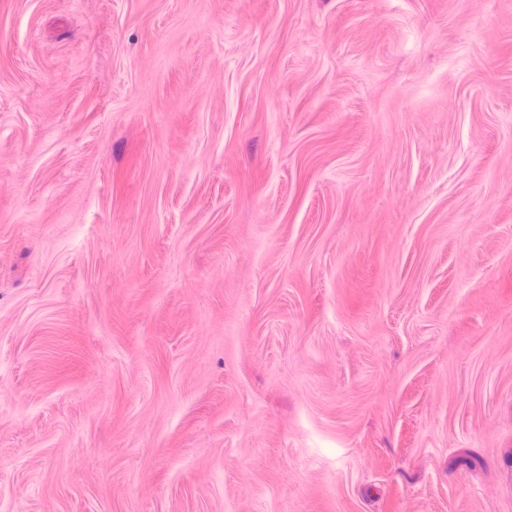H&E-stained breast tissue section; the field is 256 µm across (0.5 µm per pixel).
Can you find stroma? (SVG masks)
<instances>
[{"label":"stroma","instance_id":"stroma-1","mask_svg":"<svg viewBox=\"0 0 512 512\" xmlns=\"http://www.w3.org/2000/svg\"><path fill=\"white\" fill-rule=\"evenodd\" d=\"M0 512H512V0H0Z\"/></svg>","mask_w":512,"mask_h":512}]
</instances>
